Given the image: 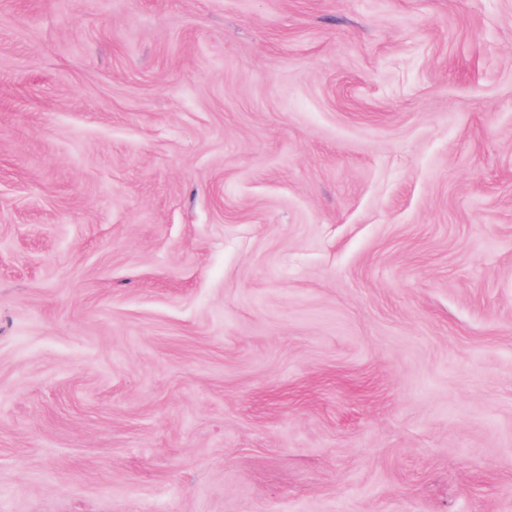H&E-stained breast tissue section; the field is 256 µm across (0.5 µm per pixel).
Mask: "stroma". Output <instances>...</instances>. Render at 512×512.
Masks as SVG:
<instances>
[{
	"mask_svg": "<svg viewBox=\"0 0 512 512\" xmlns=\"http://www.w3.org/2000/svg\"><path fill=\"white\" fill-rule=\"evenodd\" d=\"M0 512H512V0H0Z\"/></svg>",
	"mask_w": 512,
	"mask_h": 512,
	"instance_id": "35a3bbf8",
	"label": "stroma"
}]
</instances>
